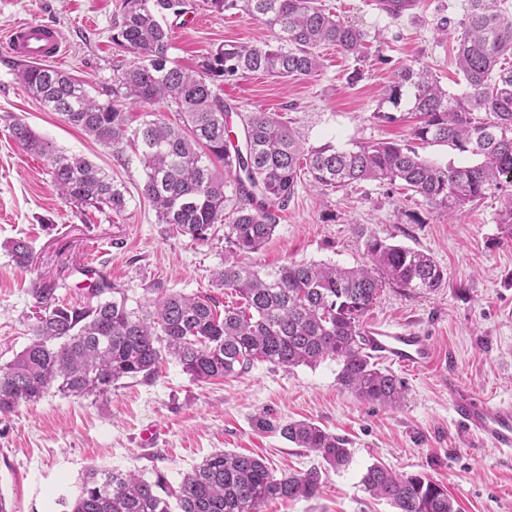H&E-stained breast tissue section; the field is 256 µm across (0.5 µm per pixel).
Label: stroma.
I'll list each match as a JSON object with an SVG mask.
<instances>
[{
	"label": "stroma",
	"instance_id": "35a3bbf8",
	"mask_svg": "<svg viewBox=\"0 0 512 512\" xmlns=\"http://www.w3.org/2000/svg\"><path fill=\"white\" fill-rule=\"evenodd\" d=\"M324 7L373 35L372 60L357 81L348 76L353 58L326 46L320 66L307 77L281 81L251 73L220 84V94L245 113L254 109L293 122L307 149L339 148L382 139L411 143L413 121L406 107L383 102L382 89L398 68L421 63L449 93H461L463 78L454 48L458 29L440 33L439 8L461 17L464 0H428L417 14L391 20L364 0H321ZM120 0H0V365L27 342L30 290L53 280L59 298L78 302L92 275H104L131 299L146 289L167 288L212 296L233 306L237 297L218 288L213 274L224 264L223 234L207 242L163 233L151 203L139 192L138 153L95 141L43 108L17 83L16 62L3 37L18 22L53 25L68 49L63 69L89 80L105 98L118 70L134 56L112 42V18ZM171 56L197 69L227 41L263 45L271 33L242 14L216 13L206 0H185L181 16L167 15ZM398 111L399 121L376 119ZM19 118L56 150L83 156L127 190L122 214L64 199L56 190L47 157L26 152L9 135ZM499 194L489 191L460 210L426 203L404 190L363 182L324 191L303 182L270 239L244 263L268 268L290 261L356 267L366 263L365 237L377 235L431 254L444 271L441 288L408 292L384 288L368 313L371 322L415 329L435 348L431 370L394 368L405 385L396 408L362 402L342 391L339 370L327 359L286 371L264 362L223 379L195 382L173 361L155 380H125L107 398L91 402L50 393L0 418V494L12 512H64L82 477L93 468L164 474L178 489L187 471L218 451L265 457L276 473L321 465L315 453L296 447L276 425L315 422L347 440L348 467L328 471L315 497L275 499L260 512H393L372 498L361 477L383 463L397 473H422L443 485L459 512H512V453L479 442L454 420L451 391L471 390L512 400V241L497 222ZM28 239L31 266L13 260L11 240ZM264 414L272 429L256 428ZM154 426L153 442L141 434Z\"/></svg>",
	"mask_w": 512,
	"mask_h": 512
}]
</instances>
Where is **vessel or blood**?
<instances>
[{"mask_svg":"<svg viewBox=\"0 0 512 512\" xmlns=\"http://www.w3.org/2000/svg\"><path fill=\"white\" fill-rule=\"evenodd\" d=\"M10 54L17 59L65 62L66 47L52 25L31 22L14 25L6 32ZM364 347L376 360L414 371H426L434 363V346L419 331L386 324L363 327ZM456 422L480 441L512 451V403L458 393L452 400Z\"/></svg>","mask_w":512,"mask_h":512,"instance_id":"1","label":"vessel or blood"}]
</instances>
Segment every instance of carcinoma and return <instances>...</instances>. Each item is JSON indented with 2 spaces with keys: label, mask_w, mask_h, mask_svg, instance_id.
Listing matches in <instances>:
<instances>
[{
  "label": "carcinoma",
  "mask_w": 512,
  "mask_h": 512,
  "mask_svg": "<svg viewBox=\"0 0 512 512\" xmlns=\"http://www.w3.org/2000/svg\"><path fill=\"white\" fill-rule=\"evenodd\" d=\"M206 2L218 13L260 21L271 41L262 46L227 41L204 57L199 71H187L171 57L164 23L166 12L182 14V0H121L112 19V42L134 54L135 61L112 78L111 100L101 102L87 81L45 63H20L15 76L45 109L116 153L128 142L137 147L144 172L141 194L165 230L205 242L224 225L228 255L215 280L241 303L221 313L210 296L154 288L155 297L132 307L127 289L101 276L87 286L84 301L68 304L57 299V283L40 281L31 289L29 342L0 366V416L52 391L96 401L112 394L121 380H154L167 360L190 379L205 382L256 362L289 370L329 358L340 366L338 385L355 398L399 406L405 387L364 350L362 322L388 285L408 291L440 287L444 272L431 255L370 234L368 264L356 268L314 262L266 268L237 261V255L257 251L272 236L279 212L306 174L325 190L361 181L398 184L452 212L498 190L503 192L498 223L512 239V10L504 0H467L455 48L461 93H448L420 64L400 68L385 87L383 101L396 109L409 103L408 113L416 117L412 136L419 144L443 143L480 158L444 165L390 140L309 151L295 128L261 109L240 116L242 134L231 130L230 108L217 82L247 73L285 81L309 76L318 67L317 49L326 45L364 62L369 33L319 0ZM164 102L176 106L178 122L148 112L138 128H129L126 104ZM9 128L23 149L49 158L61 196L85 207L126 209L125 186L101 168L54 151L20 119ZM218 163L222 175L215 172ZM227 212L229 224L224 223ZM11 253L19 264L34 261L24 240L13 241ZM280 432L319 456L328 469L350 462L347 442L313 422H291ZM322 474L312 467L277 476L260 457L221 451L183 476L173 504L160 472L151 480L134 472L91 469L69 512H259L270 499L315 497ZM361 482L396 512H458L448 491L422 473L398 474L373 464Z\"/></svg>",
  "instance_id": "carcinoma-1"
}]
</instances>
